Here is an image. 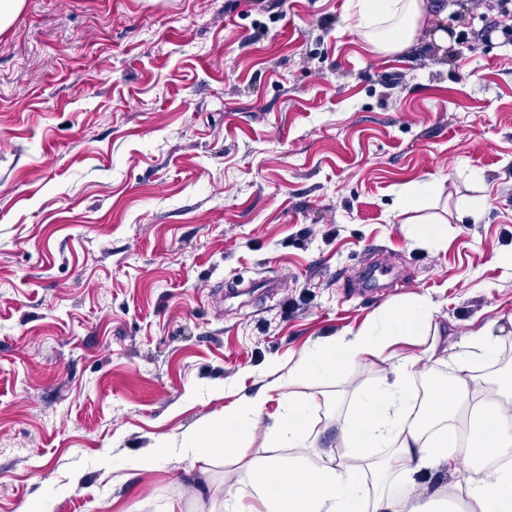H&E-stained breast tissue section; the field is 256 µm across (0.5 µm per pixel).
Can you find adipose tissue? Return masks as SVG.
Instances as JSON below:
<instances>
[{
  "mask_svg": "<svg viewBox=\"0 0 512 512\" xmlns=\"http://www.w3.org/2000/svg\"><path fill=\"white\" fill-rule=\"evenodd\" d=\"M353 28L371 52L399 53L411 47L428 23L427 0H349ZM427 298L416 297L375 314L351 336H333L304 350L286 378L225 408L223 415L187 429L180 455L187 461L188 499L168 501L164 512H440L441 502L459 499L458 512H512V370L492 387L475 388L478 366L498 360L496 322L470 332L464 350L449 354ZM424 337L421 356L392 363L386 384L342 406L323 399L327 421L336 426L342 453L302 455L309 438L310 402L291 388L313 379L327 386L344 380L368 359H385L399 344ZM451 365L447 379H431L424 404L428 419L415 416L413 370ZM283 410L269 426L273 448L295 456H252L257 425L271 396ZM390 449L380 460L376 449ZM470 455L468 475L452 486L430 488L432 474L458 469ZM236 469L216 492L212 469L221 459Z\"/></svg>",
  "mask_w": 512,
  "mask_h": 512,
  "instance_id": "adipose-tissue-1",
  "label": "adipose tissue"
}]
</instances>
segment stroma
I'll list each match as a JSON object with an SVG mask.
<instances>
[{
    "mask_svg": "<svg viewBox=\"0 0 512 512\" xmlns=\"http://www.w3.org/2000/svg\"><path fill=\"white\" fill-rule=\"evenodd\" d=\"M430 7L383 57L348 0H26L0 34V512H162L182 432L304 348L415 296L452 354L512 315V19ZM432 214L447 243L415 241ZM168 448L169 446H167L164 441L160 439L157 440L155 445L151 447L150 451L146 455L131 462V469L138 472H146L157 469L164 453L167 452Z\"/></svg>",
    "mask_w": 512,
    "mask_h": 512,
    "instance_id": "obj_1",
    "label": "stroma"
}]
</instances>
